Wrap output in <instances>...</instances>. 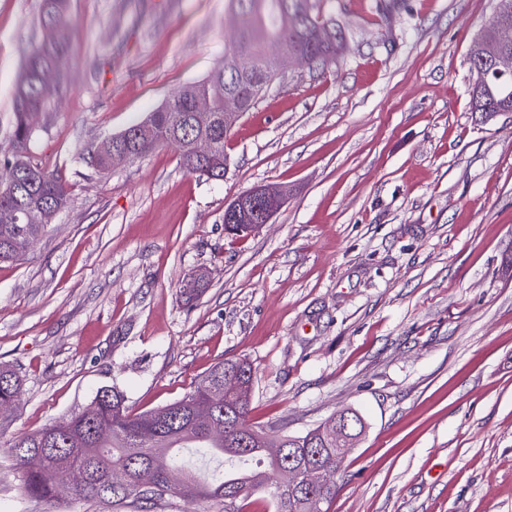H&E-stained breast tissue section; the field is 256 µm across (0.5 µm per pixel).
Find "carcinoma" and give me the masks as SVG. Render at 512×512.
Instances as JSON below:
<instances>
[{
  "mask_svg": "<svg viewBox=\"0 0 512 512\" xmlns=\"http://www.w3.org/2000/svg\"><path fill=\"white\" fill-rule=\"evenodd\" d=\"M230 11L239 14L241 27L233 46L224 50L218 67L203 80L180 88L156 111L117 134L121 146L138 160L158 147L172 146L179 152L183 168L211 181H222L224 141L233 123L226 120L224 98L237 95V111L248 112L265 94L273 79L269 48L277 40L320 61L325 73L336 61L343 37L321 43L314 36L322 26L336 27V19L325 13L324 0H227ZM41 25L54 30L29 56L13 99L14 152L0 165V213L6 210L41 212L38 224L0 223V260L18 259L44 236L56 215L65 207L70 188L63 177L34 160L31 143L35 130L32 115L46 109L63 85L43 79L45 71L66 54L69 19L67 0H43ZM207 97L213 104L205 119L194 117L196 99ZM472 110L492 120L504 108L512 110V75L492 77L477 95H471ZM199 138L211 144L208 158L199 160L193 144ZM253 386V368L240 359L215 364L201 382L181 399L142 414L132 415L119 392L103 388L82 412L60 418L39 431L22 434L10 443L12 460L21 469V493L50 503L56 499L55 480L62 464L84 470L87 483L71 499H99L116 505L130 498L145 503L175 496L192 503L210 499L224 505V512H245L253 488L266 490L273 512H326L340 489L346 451L336 449V439L317 427L304 435L271 436L248 423L250 405L224 411L215 402L224 394V384ZM21 393L17 374L0 366V405L16 402ZM198 409L214 411L226 425L224 435L210 433L195 422ZM286 444L299 450L297 466L319 470L318 482L306 493H297L277 479L285 458L272 448ZM41 452L44 464L27 467L25 453ZM131 475V486L116 495H102L98 488L112 479V471Z\"/></svg>",
  "mask_w": 512,
  "mask_h": 512,
  "instance_id": "1",
  "label": "carcinoma"
}]
</instances>
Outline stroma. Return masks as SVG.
Wrapping results in <instances>:
<instances>
[{
    "mask_svg": "<svg viewBox=\"0 0 512 512\" xmlns=\"http://www.w3.org/2000/svg\"><path fill=\"white\" fill-rule=\"evenodd\" d=\"M40 7L0 0V158ZM496 7L406 0L380 18L371 0H331L342 54L319 77L285 65L228 135L215 182L171 147L105 174L88 152L213 69L238 32L225 0H69L68 89L37 116L31 152L71 196L0 263V363L23 381L0 442L104 387L154 410L243 359L252 425L365 420L328 512H512V114L472 111L467 63ZM265 184L288 190L272 223L227 237L225 206ZM19 484L0 452V512H224L174 497L50 505Z\"/></svg>",
    "mask_w": 512,
    "mask_h": 512,
    "instance_id": "stroma-1",
    "label": "stroma"
}]
</instances>
